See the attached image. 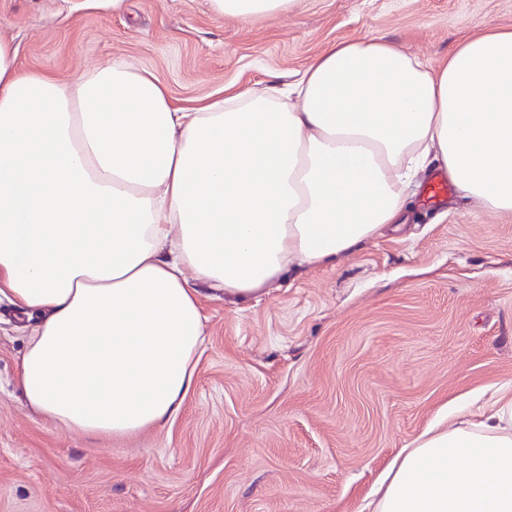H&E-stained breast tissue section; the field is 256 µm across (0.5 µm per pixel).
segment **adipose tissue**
Here are the masks:
<instances>
[{
  "mask_svg": "<svg viewBox=\"0 0 512 512\" xmlns=\"http://www.w3.org/2000/svg\"><path fill=\"white\" fill-rule=\"evenodd\" d=\"M251 19L297 0H209ZM512 212V32L439 66L378 37L331 45L289 84L197 108L117 59L63 81L0 38V298L30 322L28 406L92 437L159 431L196 384L201 297L256 298L403 220L430 159ZM370 512H512V398L423 431Z\"/></svg>",
  "mask_w": 512,
  "mask_h": 512,
  "instance_id": "1",
  "label": "adipose tissue"
}]
</instances>
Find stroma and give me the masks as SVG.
<instances>
[{
  "label": "stroma",
  "mask_w": 512,
  "mask_h": 512,
  "mask_svg": "<svg viewBox=\"0 0 512 512\" xmlns=\"http://www.w3.org/2000/svg\"><path fill=\"white\" fill-rule=\"evenodd\" d=\"M512 31V0H297L249 21L208 0H0L22 68L71 80L129 60L176 104L293 80L343 40L385 37L429 63L466 36ZM336 264L261 298L202 299L207 343L166 428L89 437L29 410L28 336L0 302V512H360L402 448L455 411L512 394V213L461 192Z\"/></svg>",
  "instance_id": "stroma-1"
}]
</instances>
